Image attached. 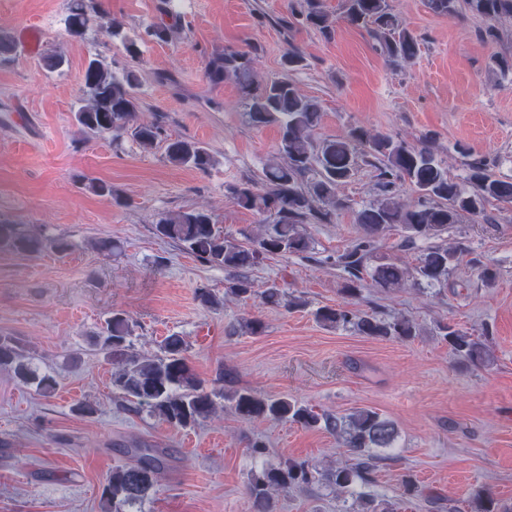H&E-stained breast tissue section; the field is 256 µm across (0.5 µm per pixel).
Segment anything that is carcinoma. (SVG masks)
Listing matches in <instances>:
<instances>
[{
  "label": "carcinoma",
  "mask_w": 512,
  "mask_h": 512,
  "mask_svg": "<svg viewBox=\"0 0 512 512\" xmlns=\"http://www.w3.org/2000/svg\"><path fill=\"white\" fill-rule=\"evenodd\" d=\"M436 14L448 18L467 10L488 21L512 17V0H427ZM290 15L300 23L328 34L333 20L321 8L319 0H300L291 6ZM347 23L367 29L383 53L392 60L412 61L419 53L417 38L391 11L388 0H344ZM104 15L95 0H71L67 28L80 37L93 24H102ZM109 35L122 37V45L133 66L117 74L99 57L90 58L82 76L84 105L75 113L78 126L85 132L111 134L118 138L132 130L140 148L152 151L161 136L156 123L138 122L141 37H129L111 23ZM18 52L15 39L0 33V62L11 61ZM303 58L296 50L283 56L284 74L260 84L251 60L239 50L226 49L209 65L214 82L233 80L242 95L248 117L255 126L273 125L279 132L280 161L272 162L261 175L233 190L236 203L262 216L258 231L246 246L228 240L210 214L200 210H179L163 214L154 224V233L194 255L201 262L232 273L224 296L245 299L254 294L248 271L269 256L303 255L311 248L308 224H330L337 212L349 207L337 193L364 163H378L377 198L356 212L362 236L336 256V267L345 275L344 292L355 298L360 289L371 286L383 290L404 287L408 281L428 286L448 280L450 266L458 261V251L448 247L443 235L448 226L465 217L485 216L494 202L512 203V179L493 173L480 158L467 163V181L472 189L448 175V169L436 159L431 147L411 146L403 140L353 128L347 134L316 142L312 130L321 121L318 102L306 96L290 73ZM165 155L176 166L205 172L214 165L211 152L200 142L176 138L167 141ZM418 194L413 205L400 201L403 184ZM404 233L402 246L417 250L411 267L391 261L377 253L375 244L387 229ZM67 253L70 242L63 238L44 240L19 224L0 220V252L21 253L31 257L46 249ZM315 317L328 327L351 326L363 336L373 338H410L416 335L414 322L401 317L392 321L373 313L348 307L319 308ZM444 339L455 356L477 367L492 363L486 340L451 326L443 327ZM134 325L122 312L112 313L97 346L112 361V390L122 395L130 408L147 412L171 426L188 428L210 419L217 412L216 399L222 398L243 422L268 419L323 429L336 436L351 456V462L338 464L320 474L306 462L283 459L263 464L250 472L248 494L252 512H277L276 497L293 488L303 489L325 479L334 490L355 492L369 481L379 456L376 450L392 448L398 432L395 424L368 408L347 415L321 413L286 397H260L247 389L219 393L206 387L192 371L185 356L186 342L181 336H167L159 345L160 353L139 356L130 351L129 338ZM0 367L11 368L23 381H32L40 391L50 394L56 381L31 368L26 349L9 336H0ZM133 462L112 469L104 486L103 498L109 512H129L143 501L168 467L162 448H128ZM470 512H499L491 491L477 486L469 494Z\"/></svg>",
  "instance_id": "1"
}]
</instances>
